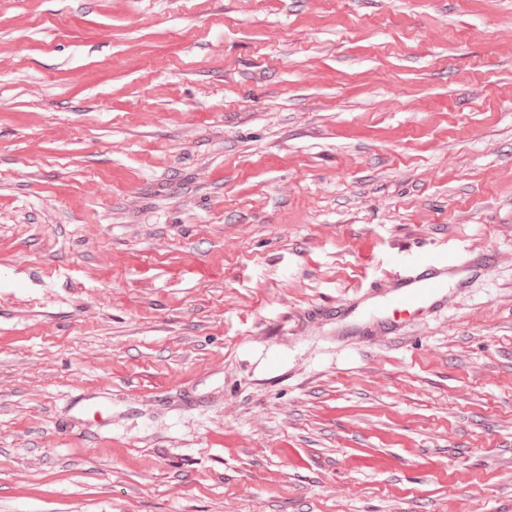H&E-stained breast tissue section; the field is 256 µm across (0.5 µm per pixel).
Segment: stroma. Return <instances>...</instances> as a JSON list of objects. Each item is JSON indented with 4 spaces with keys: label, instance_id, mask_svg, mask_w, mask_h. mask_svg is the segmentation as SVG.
<instances>
[{
    "label": "stroma",
    "instance_id": "35a3bbf8",
    "mask_svg": "<svg viewBox=\"0 0 512 512\" xmlns=\"http://www.w3.org/2000/svg\"><path fill=\"white\" fill-rule=\"evenodd\" d=\"M0 512H512V0H0ZM448 261L441 257L420 260L407 267H401L393 275V288L382 295L367 293V300L376 295L391 314L392 323L397 324L395 315L407 313L410 316L437 311L448 304Z\"/></svg>",
    "mask_w": 512,
    "mask_h": 512
}]
</instances>
